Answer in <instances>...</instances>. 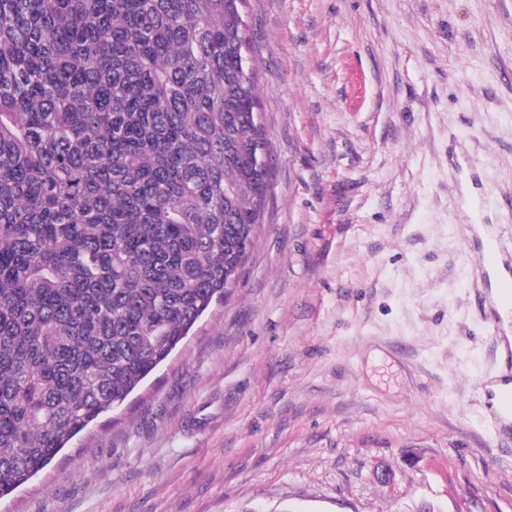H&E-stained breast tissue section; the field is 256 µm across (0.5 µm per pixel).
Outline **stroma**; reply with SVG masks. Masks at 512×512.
Listing matches in <instances>:
<instances>
[{
    "instance_id": "35a3bbf8",
    "label": "stroma",
    "mask_w": 512,
    "mask_h": 512,
    "mask_svg": "<svg viewBox=\"0 0 512 512\" xmlns=\"http://www.w3.org/2000/svg\"><path fill=\"white\" fill-rule=\"evenodd\" d=\"M273 158L230 296L0 512H512L463 152L512 251V0H246Z\"/></svg>"
}]
</instances>
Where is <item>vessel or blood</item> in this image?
Returning <instances> with one entry per match:
<instances>
[{
  "instance_id": "b4317fda",
  "label": "vessel or blood",
  "mask_w": 512,
  "mask_h": 512,
  "mask_svg": "<svg viewBox=\"0 0 512 512\" xmlns=\"http://www.w3.org/2000/svg\"><path fill=\"white\" fill-rule=\"evenodd\" d=\"M472 266L481 285L477 310L483 322L501 332L512 319V254L501 250L493 237L467 238ZM492 393L491 418L502 443L512 445V371L503 372Z\"/></svg>"
}]
</instances>
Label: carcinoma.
Listing matches in <instances>:
<instances>
[{
	"label": "carcinoma",
	"instance_id": "obj_1",
	"mask_svg": "<svg viewBox=\"0 0 512 512\" xmlns=\"http://www.w3.org/2000/svg\"><path fill=\"white\" fill-rule=\"evenodd\" d=\"M245 0H0V497L166 361L269 189Z\"/></svg>",
	"mask_w": 512,
	"mask_h": 512
}]
</instances>
